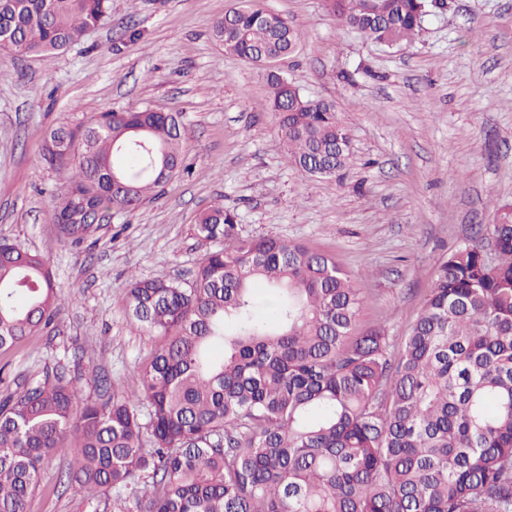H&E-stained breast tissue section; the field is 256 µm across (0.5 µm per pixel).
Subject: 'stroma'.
<instances>
[{"instance_id":"obj_1","label":"stroma","mask_w":512,"mask_h":512,"mask_svg":"<svg viewBox=\"0 0 512 512\" xmlns=\"http://www.w3.org/2000/svg\"><path fill=\"white\" fill-rule=\"evenodd\" d=\"M238 0H112L109 17L64 52L0 55V239L45 255L61 295L55 332L0 350V396L57 366L134 389L153 340L129 315L127 278L191 281L214 242L201 211H237L246 238L333 256L366 297L358 331L401 341L439 261L512 206V0H445L412 43L386 47L338 26L325 0H264L301 33L280 71L332 102L350 137L343 179L312 177L274 144L262 69L224 54L213 22ZM178 112L184 169L156 198L65 240L52 220L62 187L42 145L58 126L107 110ZM41 473L29 512H87Z\"/></svg>"}]
</instances>
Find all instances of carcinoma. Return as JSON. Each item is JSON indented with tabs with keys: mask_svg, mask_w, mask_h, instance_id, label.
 Listing matches in <instances>:
<instances>
[{
	"mask_svg": "<svg viewBox=\"0 0 512 512\" xmlns=\"http://www.w3.org/2000/svg\"><path fill=\"white\" fill-rule=\"evenodd\" d=\"M326 0L374 43L412 41L426 0ZM112 0H0V54L63 51L97 27ZM241 0L213 36L267 72L278 137L292 163L339 178L349 134L333 105L304 97L273 69L301 34L263 23ZM142 140L182 165L177 112L102 113L49 132L44 160L64 190L52 218L81 243L95 231L75 205L128 212L158 194ZM121 182H112V173ZM217 204L195 224L216 246L183 286L129 276L131 316L155 340L138 387L93 393L59 372L0 398V512H27L44 465L72 453L66 485L97 512L146 501L149 512H512V207L480 241L440 261L416 320L393 348L381 328L356 333L365 302L336 260L272 237L244 239ZM61 303L44 255L0 240V350L47 330ZM152 447H145V437Z\"/></svg>",
	"mask_w": 512,
	"mask_h": 512,
	"instance_id": "cac0c4a2",
	"label": "carcinoma"
}]
</instances>
